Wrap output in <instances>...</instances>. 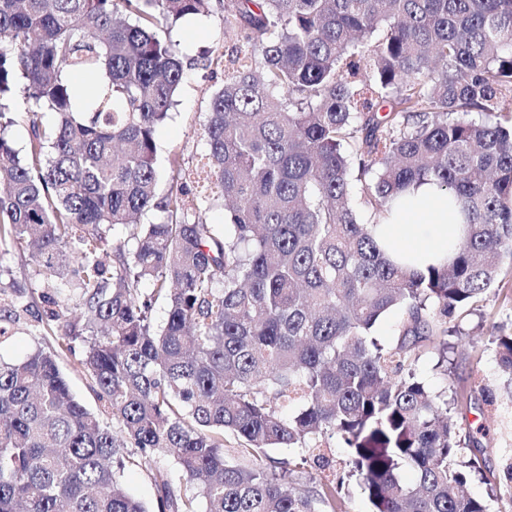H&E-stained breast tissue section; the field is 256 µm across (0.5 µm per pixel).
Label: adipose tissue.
<instances>
[{
	"label": "adipose tissue",
	"instance_id": "adipose-tissue-1",
	"mask_svg": "<svg viewBox=\"0 0 512 512\" xmlns=\"http://www.w3.org/2000/svg\"><path fill=\"white\" fill-rule=\"evenodd\" d=\"M464 223L461 204L428 183L400 193L376 235L391 261L422 270L446 262L463 237Z\"/></svg>",
	"mask_w": 512,
	"mask_h": 512
}]
</instances>
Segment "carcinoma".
<instances>
[{"label":"carcinoma","mask_w":512,"mask_h":512,"mask_svg":"<svg viewBox=\"0 0 512 512\" xmlns=\"http://www.w3.org/2000/svg\"><path fill=\"white\" fill-rule=\"evenodd\" d=\"M213 2L0 0V261L31 248L30 293L90 312L59 348L0 362V512H341L344 479L300 482L330 466L333 436L372 512H489L466 491L480 466L448 416L458 393L414 365L448 367V322L512 269V0H228L237 39L206 151L160 196L155 132L183 78L172 33ZM19 98L23 156L5 134ZM354 179L377 220L411 185L453 193L462 244L396 266L358 221ZM204 204L225 224L203 223ZM23 298L0 281V343ZM395 309L385 345L374 331ZM79 337L96 413L59 367ZM492 343L512 375V332ZM128 447L185 485L160 471L155 506L136 500L114 470Z\"/></svg>","instance_id":"obj_1"}]
</instances>
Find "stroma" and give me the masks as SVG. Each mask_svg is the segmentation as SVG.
Returning a JSON list of instances; mask_svg holds the SVG:
<instances>
[{
	"label": "stroma",
	"mask_w": 512,
	"mask_h": 512,
	"mask_svg": "<svg viewBox=\"0 0 512 512\" xmlns=\"http://www.w3.org/2000/svg\"><path fill=\"white\" fill-rule=\"evenodd\" d=\"M223 15L222 6H215L209 15L185 19L177 32L185 55L184 76L173 116L155 134L157 165L162 177H169L171 159H179L183 168L191 169L205 152L201 125L210 96L224 79V48L233 41L224 32ZM51 311L58 313L62 326H80L86 318L85 308L77 298L64 297L52 288L44 289L30 297L28 312L22 315L10 340L0 345V359L18 362L37 348L57 346V335L46 325ZM499 326L512 330V271L465 316L459 333L451 336L455 346L448 354L453 364L451 373L436 370L434 359L428 356L422 357L415 369L432 391L451 387L465 392L468 401L452 412V419L467 432L488 428L491 439L483 455L486 477L473 479L468 490L487 500L489 512H512V477L507 474L508 466L512 465V377L498 366L489 342ZM84 359V347L78 341L72 350L62 353L60 367L72 394L94 411L98 402ZM485 388L497 399L498 410L492 415L486 413L483 404L481 391Z\"/></svg>",
	"instance_id": "35a3bbf8"
}]
</instances>
